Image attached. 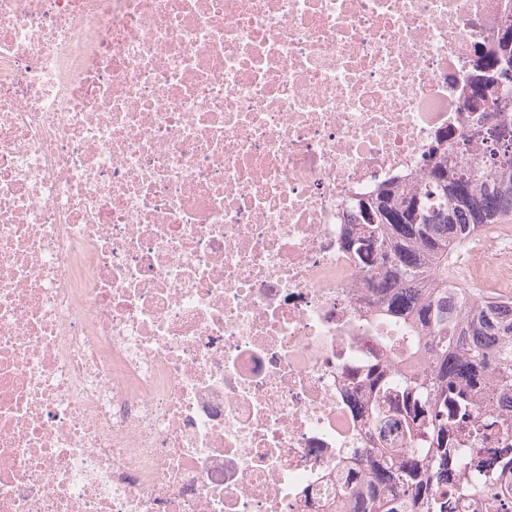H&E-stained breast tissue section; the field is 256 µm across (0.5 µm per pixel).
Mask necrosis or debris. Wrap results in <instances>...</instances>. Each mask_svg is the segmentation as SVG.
<instances>
[{
    "label": "necrosis or debris",
    "mask_w": 512,
    "mask_h": 512,
    "mask_svg": "<svg viewBox=\"0 0 512 512\" xmlns=\"http://www.w3.org/2000/svg\"><path fill=\"white\" fill-rule=\"evenodd\" d=\"M512 0H0V512H346L386 355L352 199L461 131ZM512 288L491 227L455 270Z\"/></svg>",
    "instance_id": "obj_1"
}]
</instances>
